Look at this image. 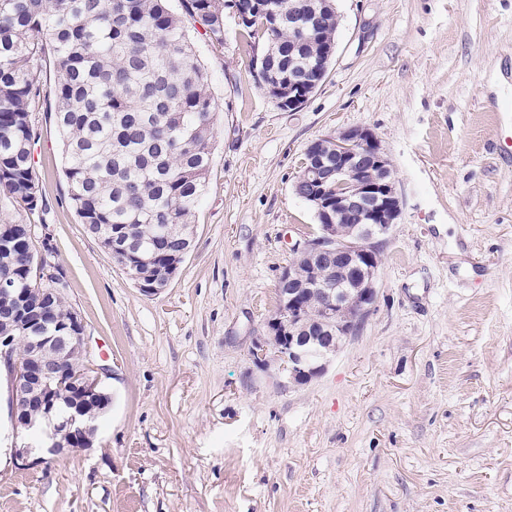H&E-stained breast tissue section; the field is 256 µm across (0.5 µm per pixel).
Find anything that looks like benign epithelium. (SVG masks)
Listing matches in <instances>:
<instances>
[{
	"label": "benign epithelium",
	"mask_w": 512,
	"mask_h": 512,
	"mask_svg": "<svg viewBox=\"0 0 512 512\" xmlns=\"http://www.w3.org/2000/svg\"><path fill=\"white\" fill-rule=\"evenodd\" d=\"M331 151L325 153L316 140L305 149L302 171L294 182L295 193L315 207L322 224L317 235L291 246L295 264L284 271L278 281L279 301L268 320L269 341L253 348L258 362L268 363V348L287 368L289 378L306 383L321 375L330 362L336 346L329 344L322 356L311 361L305 353L306 342L295 324L301 320L302 296L315 288L321 312L327 320L344 315L336 331L340 340L351 334L370 313L376 299L377 243L388 234L401 212L392 170L385 150L368 128H348L328 137ZM176 275L174 267L163 268L147 289L150 296L162 293ZM42 304L26 313L19 322L21 335L0 336V368L4 369L11 388V414L14 428L27 434L42 424L23 415L20 402L35 379L47 380L57 364L43 359L51 350L60 356L75 350L83 357V367L74 379L75 386L86 398L101 394L100 366L88 355L82 316L73 313L71 330L62 336H45L41 330L42 312L52 299V288L39 289ZM51 452L61 455L67 449L56 440L58 432L78 437L82 445L90 444L95 433L90 411L76 408L60 424L51 422L52 405H45Z\"/></svg>",
	"instance_id": "1"
}]
</instances>
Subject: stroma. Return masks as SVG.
I'll return each mask as SVG.
<instances>
[{
	"label": "stroma",
	"instance_id": "1",
	"mask_svg": "<svg viewBox=\"0 0 512 512\" xmlns=\"http://www.w3.org/2000/svg\"><path fill=\"white\" fill-rule=\"evenodd\" d=\"M334 54L292 111L224 41L193 34L218 104L194 245L142 295L68 198L43 60L35 168L50 269L112 402L91 447L22 469L0 378V512H512V0H335ZM374 132L401 213L372 313L326 371L289 382L267 336L294 242L306 146Z\"/></svg>",
	"mask_w": 512,
	"mask_h": 512
}]
</instances>
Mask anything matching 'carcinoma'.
<instances>
[{
  "label": "carcinoma",
  "mask_w": 512,
  "mask_h": 512,
  "mask_svg": "<svg viewBox=\"0 0 512 512\" xmlns=\"http://www.w3.org/2000/svg\"><path fill=\"white\" fill-rule=\"evenodd\" d=\"M261 14L240 30L250 46L270 53L288 95L290 58L306 77L335 42L336 8L324 0H264ZM228 0H0V197L32 215L44 205L32 150L40 140L33 112L40 89L32 72L52 61L58 80L54 120L62 136L68 197L81 223L103 246L112 234L127 239L141 258L130 273L153 274L180 254L201 203L214 155L218 106L207 68L199 61L188 27L224 43ZM320 12L314 42H296L288 14ZM0 280L35 288L29 224L0 219ZM61 280L46 322L47 335L63 333L72 308ZM73 351L58 376L40 389L54 402L56 418L71 413L78 394Z\"/></svg>",
  "instance_id": "cac0c4a2"
}]
</instances>
